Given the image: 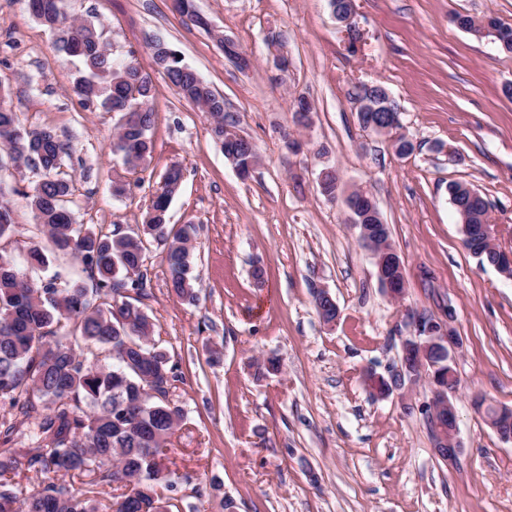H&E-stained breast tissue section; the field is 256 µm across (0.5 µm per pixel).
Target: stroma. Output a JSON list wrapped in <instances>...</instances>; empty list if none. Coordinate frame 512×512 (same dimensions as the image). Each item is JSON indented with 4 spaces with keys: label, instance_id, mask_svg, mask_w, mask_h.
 Segmentation results:
<instances>
[{
    "label": "stroma",
    "instance_id": "1",
    "mask_svg": "<svg viewBox=\"0 0 512 512\" xmlns=\"http://www.w3.org/2000/svg\"><path fill=\"white\" fill-rule=\"evenodd\" d=\"M363 33L350 53L329 0H195L208 28L180 16L173 0H64L68 16L100 22L114 58L151 62L163 41L224 99V114L258 156L238 177L211 133V119L154 73V149L129 174L110 144L115 113L75 93L78 62L28 12L0 0V91L24 125L68 143L64 172L76 184L78 223L138 230L159 183L180 167L169 231L197 227L195 291L169 286L164 245L148 240L150 281L142 305L173 368L168 399L185 411L167 465L182 512H512V444L473 408L480 393L512 407V279L463 245L448 195L469 184L489 204L498 245L512 250V52L488 33L460 29L454 14L496 17L512 27V0H354ZM250 58L243 70L221 39ZM384 85L400 108L412 154L361 126L352 93ZM304 96L312 124L297 130L292 102ZM307 149L288 155L284 132ZM336 170L342 191L368 190L403 262L406 291L384 293L342 199L319 188ZM33 168L0 167L12 209L8 247L24 263L32 244L48 269L89 285L71 257L51 253L27 194ZM45 269V270H48ZM45 270L27 275L42 279ZM327 290L340 317L325 326L314 306ZM447 321L462 341L454 395L463 452L440 459L424 413L425 384L371 400L364 371L387 376L401 363L411 317ZM280 358L261 375L252 358Z\"/></svg>",
    "mask_w": 512,
    "mask_h": 512
}]
</instances>
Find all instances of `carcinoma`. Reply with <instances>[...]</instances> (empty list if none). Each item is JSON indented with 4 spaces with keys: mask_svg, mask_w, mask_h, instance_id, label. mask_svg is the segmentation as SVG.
I'll return each instance as SVG.
<instances>
[{
    "mask_svg": "<svg viewBox=\"0 0 512 512\" xmlns=\"http://www.w3.org/2000/svg\"><path fill=\"white\" fill-rule=\"evenodd\" d=\"M62 0H28L31 15L80 63L75 92L121 114L112 153L134 170L151 153L153 82L134 59L117 65L101 24L68 18ZM163 74L184 99L208 113L215 139L224 140V100L198 75L169 60ZM68 146L47 128L22 125L0 96V153L15 164L42 170L27 194L37 224L54 252L89 269L95 287L60 285L59 273L39 282L21 274L0 247V512H174V484L165 464L171 437L184 421L180 407L153 395L170 381L166 353L149 343L153 324L143 307L107 297L118 289L146 296L144 237L165 244L170 287L196 300L193 239L196 227L167 230L172 185L182 170L169 169L147 209L142 231L103 233L77 222L74 182L61 175ZM448 193L463 224H485L488 203L454 183ZM12 210L0 199V241L12 236ZM108 353L106 365L85 353ZM33 424L36 446L22 441L19 425ZM25 468H19L20 460ZM77 477L72 490L55 482ZM126 481L132 493L100 510L99 488ZM39 488L26 492V485Z\"/></svg>",
    "mask_w": 512,
    "mask_h": 512,
    "instance_id": "obj_1",
    "label": "carcinoma"
}]
</instances>
